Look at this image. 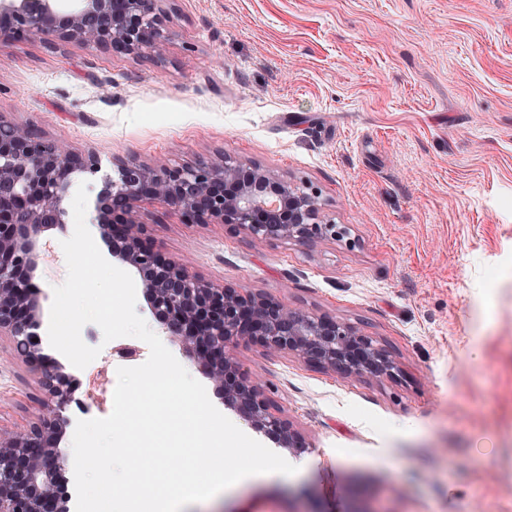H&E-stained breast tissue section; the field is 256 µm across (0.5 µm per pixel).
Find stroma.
Returning a JSON list of instances; mask_svg holds the SVG:
<instances>
[{"label": "stroma", "instance_id": "1", "mask_svg": "<svg viewBox=\"0 0 512 512\" xmlns=\"http://www.w3.org/2000/svg\"><path fill=\"white\" fill-rule=\"evenodd\" d=\"M159 48L0 39V116L72 150L175 165L227 155L304 185L348 236L256 246L144 202L165 255L203 277L354 323L400 360L347 379L239 346L309 447L298 471L188 512H512V0H160ZM40 267L41 311L67 276ZM100 360L135 337L104 341ZM40 395L0 340V430Z\"/></svg>", "mask_w": 512, "mask_h": 512}]
</instances>
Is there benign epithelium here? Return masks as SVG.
Masks as SVG:
<instances>
[{
    "label": "benign epithelium",
    "mask_w": 512,
    "mask_h": 512,
    "mask_svg": "<svg viewBox=\"0 0 512 512\" xmlns=\"http://www.w3.org/2000/svg\"><path fill=\"white\" fill-rule=\"evenodd\" d=\"M159 0H0V32L12 38L93 44L140 57L164 38ZM100 171L95 151L76 152L42 137L28 124L0 117V337L29 367L42 391L37 421L23 432H0V512H64L59 474L66 461L56 437L74 400V382L41 350L40 297L32 280L45 232L66 223L65 202L76 173ZM145 200L178 212L185 224H224L257 245L307 244L347 235L325 218L314 193L256 164L225 155L192 165L115 161L94 204L93 223L112 257L137 270L161 333L199 365L224 406L278 446L308 447L302 432L282 417L262 385L248 378L238 346L287 354L343 379L397 381L398 358L361 328L325 314L287 306L245 288L206 279L165 256L140 221Z\"/></svg>",
    "instance_id": "1"
}]
</instances>
